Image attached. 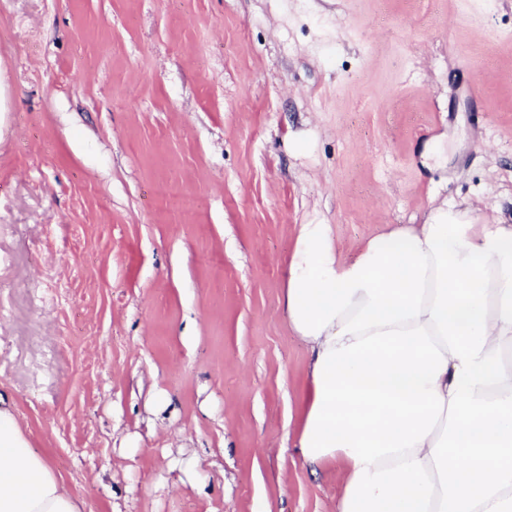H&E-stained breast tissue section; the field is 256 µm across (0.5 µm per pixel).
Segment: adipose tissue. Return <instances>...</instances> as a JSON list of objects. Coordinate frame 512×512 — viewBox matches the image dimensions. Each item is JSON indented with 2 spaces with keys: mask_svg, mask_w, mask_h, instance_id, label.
<instances>
[{
  "mask_svg": "<svg viewBox=\"0 0 512 512\" xmlns=\"http://www.w3.org/2000/svg\"><path fill=\"white\" fill-rule=\"evenodd\" d=\"M283 306L309 352L304 465L336 512H512V225L434 209L341 256L301 225ZM0 512H81L0 399Z\"/></svg>",
  "mask_w": 512,
  "mask_h": 512,
  "instance_id": "ef3b65f1",
  "label": "adipose tissue"
}]
</instances>
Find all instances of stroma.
<instances>
[{"label":"stroma","instance_id":"1","mask_svg":"<svg viewBox=\"0 0 512 512\" xmlns=\"http://www.w3.org/2000/svg\"><path fill=\"white\" fill-rule=\"evenodd\" d=\"M447 203L512 224V0H0V397L82 512H331L299 227Z\"/></svg>","mask_w":512,"mask_h":512}]
</instances>
